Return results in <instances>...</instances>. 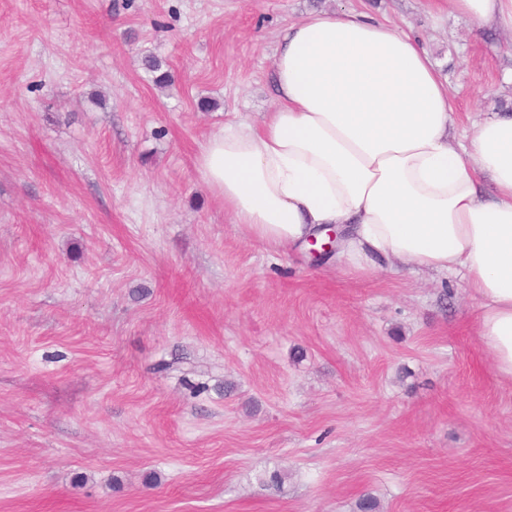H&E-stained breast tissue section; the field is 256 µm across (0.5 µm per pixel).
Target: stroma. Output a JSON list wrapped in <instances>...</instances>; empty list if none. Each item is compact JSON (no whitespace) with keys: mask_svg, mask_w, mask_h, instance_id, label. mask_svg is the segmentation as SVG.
<instances>
[{"mask_svg":"<svg viewBox=\"0 0 512 512\" xmlns=\"http://www.w3.org/2000/svg\"><path fill=\"white\" fill-rule=\"evenodd\" d=\"M343 8L417 37L462 126L512 106V34L448 0H0V512H512L465 281L271 249L200 183L281 30Z\"/></svg>","mask_w":512,"mask_h":512,"instance_id":"obj_1","label":"stroma"}]
</instances>
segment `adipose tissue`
<instances>
[{"label": "adipose tissue", "instance_id": "obj_1", "mask_svg": "<svg viewBox=\"0 0 512 512\" xmlns=\"http://www.w3.org/2000/svg\"><path fill=\"white\" fill-rule=\"evenodd\" d=\"M512 33V0H450ZM275 106L232 121L196 159L232 221L276 249L330 227L345 265L460 274L480 338L512 380V114L458 130L448 81L400 27L315 12L278 37Z\"/></svg>", "mask_w": 512, "mask_h": 512}]
</instances>
